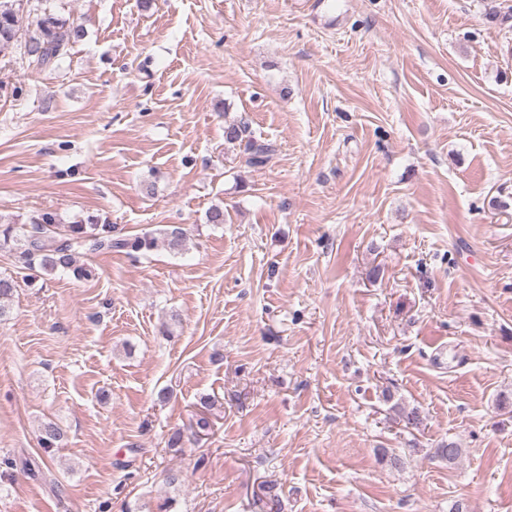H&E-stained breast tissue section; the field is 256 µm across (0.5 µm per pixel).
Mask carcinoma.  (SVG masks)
Returning a JSON list of instances; mask_svg holds the SVG:
<instances>
[{"label":"carcinoma","instance_id":"carcinoma-1","mask_svg":"<svg viewBox=\"0 0 512 512\" xmlns=\"http://www.w3.org/2000/svg\"><path fill=\"white\" fill-rule=\"evenodd\" d=\"M29 0H0V57L12 54L20 49L30 52L26 57L28 67L33 70H45L69 55L74 45L81 42L87 34L85 27L55 11L49 6L39 9L36 17L26 10ZM274 152L271 145L249 140L246 143L245 163L249 167H258L267 163ZM55 223L54 216L46 213L36 221L33 231L24 238V253L41 255L43 270L53 273L58 269L69 271L76 278L88 276L86 268L76 264L74 246L81 244L77 236L79 229H72L69 238L58 239L48 235V225ZM156 238L134 236L130 238H112L103 235L96 239L93 247L104 251L140 252L150 249ZM16 288L15 282L8 277H0V318L7 313V301ZM398 418L405 428L416 429L422 422L416 408L407 409L395 406ZM42 445L50 449L64 440V433L55 423L42 425ZM463 448L459 443L450 441L438 446L434 457L444 460L450 466L456 465L462 458Z\"/></svg>","mask_w":512,"mask_h":512}]
</instances>
